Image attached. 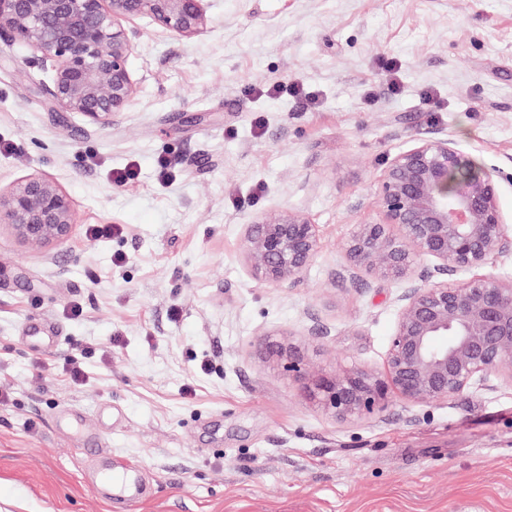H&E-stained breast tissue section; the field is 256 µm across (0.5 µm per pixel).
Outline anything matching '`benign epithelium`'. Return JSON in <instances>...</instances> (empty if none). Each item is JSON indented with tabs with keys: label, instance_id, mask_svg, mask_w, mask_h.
Returning a JSON list of instances; mask_svg holds the SVG:
<instances>
[{
	"label": "benign epithelium",
	"instance_id": "7a95c632",
	"mask_svg": "<svg viewBox=\"0 0 512 512\" xmlns=\"http://www.w3.org/2000/svg\"><path fill=\"white\" fill-rule=\"evenodd\" d=\"M137 16L187 39L209 24L207 0H0V43L51 65L42 92L56 108L107 126L137 93L128 57L141 32L126 26ZM379 201L383 221L356 225L344 251L353 267L401 285L387 380L360 368L323 374L290 344L269 345L272 355L340 421L373 413L390 388L409 406H431L512 384V280L449 281L512 254L496 171L473 166L447 138L422 139L387 161ZM0 224L42 251L74 234L73 201L54 180L28 176L0 192ZM318 249L317 225L300 212L248 224L246 260L261 282L296 280Z\"/></svg>",
	"mask_w": 512,
	"mask_h": 512
}]
</instances>
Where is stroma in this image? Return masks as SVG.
Returning a JSON list of instances; mask_svg holds the SVG:
<instances>
[{
    "label": "stroma",
    "instance_id": "stroma-1",
    "mask_svg": "<svg viewBox=\"0 0 512 512\" xmlns=\"http://www.w3.org/2000/svg\"><path fill=\"white\" fill-rule=\"evenodd\" d=\"M207 11L192 39L130 20L137 94L105 127L53 109L47 72L0 45V140L20 146L0 153V190L47 176L76 224L42 252L0 228V512H113L87 480L88 433L150 481L125 512H512V386L343 422L267 352L385 378L400 286L352 269L344 244L381 221L385 163L419 140L498 170L512 223V0ZM288 210L317 224L319 252L294 282H259L246 226ZM31 316L57 347L25 342Z\"/></svg>",
    "mask_w": 512,
    "mask_h": 512
}]
</instances>
